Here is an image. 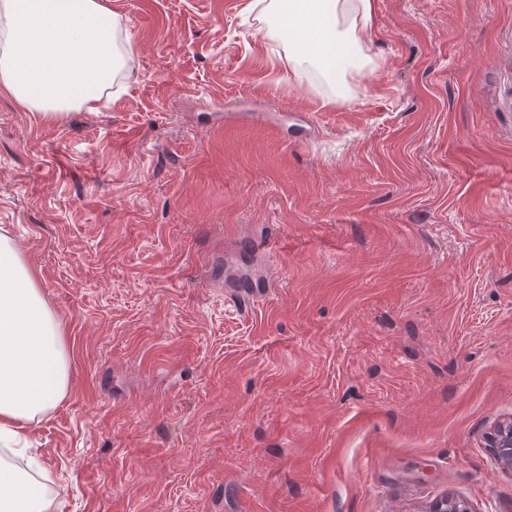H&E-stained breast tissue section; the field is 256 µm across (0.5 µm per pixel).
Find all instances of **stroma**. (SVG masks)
I'll use <instances>...</instances> for the list:
<instances>
[{"label":"stroma","mask_w":512,"mask_h":512,"mask_svg":"<svg viewBox=\"0 0 512 512\" xmlns=\"http://www.w3.org/2000/svg\"><path fill=\"white\" fill-rule=\"evenodd\" d=\"M249 2L106 0L98 110L0 92L50 512H512V0H372L341 94ZM490 448L498 465L512 472V420L496 426L490 437Z\"/></svg>","instance_id":"obj_1"}]
</instances>
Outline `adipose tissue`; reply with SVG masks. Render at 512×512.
<instances>
[{"label": "adipose tissue", "mask_w": 512, "mask_h": 512, "mask_svg": "<svg viewBox=\"0 0 512 512\" xmlns=\"http://www.w3.org/2000/svg\"><path fill=\"white\" fill-rule=\"evenodd\" d=\"M289 52L325 74L368 65L357 38L372 0H270ZM119 20L102 0H0V89L43 122L93 109L127 50ZM69 361L61 324L20 245L0 232V444L25 462L0 458V512H48L38 455L27 452L34 421L64 397Z\"/></svg>", "instance_id": "obj_1"}]
</instances>
